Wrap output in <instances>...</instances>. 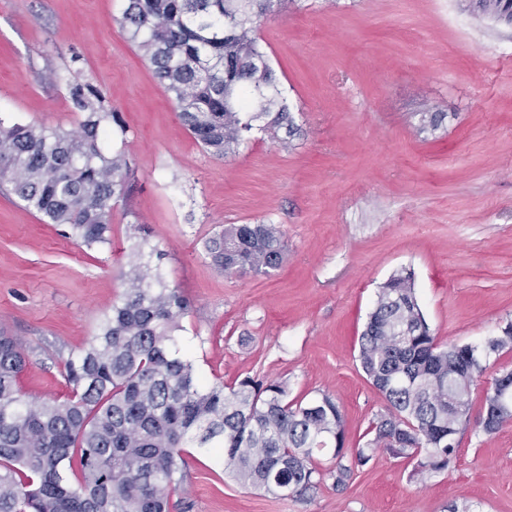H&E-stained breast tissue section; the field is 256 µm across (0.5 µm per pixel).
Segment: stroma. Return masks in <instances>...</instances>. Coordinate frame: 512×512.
Returning <instances> with one entry per match:
<instances>
[{
  "instance_id": "stroma-1",
  "label": "stroma",
  "mask_w": 512,
  "mask_h": 512,
  "mask_svg": "<svg viewBox=\"0 0 512 512\" xmlns=\"http://www.w3.org/2000/svg\"><path fill=\"white\" fill-rule=\"evenodd\" d=\"M125 0H0V116L74 131L72 83L122 128L101 140L136 169L108 243L80 247L0 192V330L21 344L28 399L68 398L63 363L125 290L134 225L161 252L187 311L177 344L210 382H285L334 395L345 447L365 444L385 401L359 361L378 288L401 269L440 344L485 345L512 322V25L461 0H286L256 34L300 133L253 131L219 159L121 31ZM428 112L444 113L438 130ZM227 224H273L288 243L264 276L225 277L206 241ZM448 470L375 449L344 486L303 496L246 488L185 449L176 512H512V423L484 434L483 400L512 351L491 355Z\"/></svg>"
}]
</instances>
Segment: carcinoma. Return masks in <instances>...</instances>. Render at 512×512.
<instances>
[{"instance_id": "obj_1", "label": "carcinoma", "mask_w": 512, "mask_h": 512, "mask_svg": "<svg viewBox=\"0 0 512 512\" xmlns=\"http://www.w3.org/2000/svg\"><path fill=\"white\" fill-rule=\"evenodd\" d=\"M273 0H126L119 21L149 62L178 116L218 158L236 152L272 115L268 128L294 132L254 20ZM485 15L512 17V0H481ZM79 130L7 124L0 118V190L79 246L109 241L114 206L135 189V171L118 153L104 155L114 113L88 84L69 85ZM121 276L128 288L112 303L95 336L64 363L66 400H29L17 381L25 366L18 341L0 332V512H174L185 465L182 448H214L224 470L244 486L304 494L324 473L314 454L332 451L338 486L384 448L414 461L412 476L445 471L455 436L467 422L476 377L491 354L512 350V322L483 351L443 347L416 298L413 274H392L377 292L358 350L362 370L383 396L366 447L345 449V418L331 395L288 399L277 381L246 377L226 387L199 377L178 356L174 333L186 305L160 267L143 261L145 228ZM225 276L267 275L288 245L274 224H226L206 241ZM484 414L490 435L512 422V370L492 379Z\"/></svg>"}]
</instances>
